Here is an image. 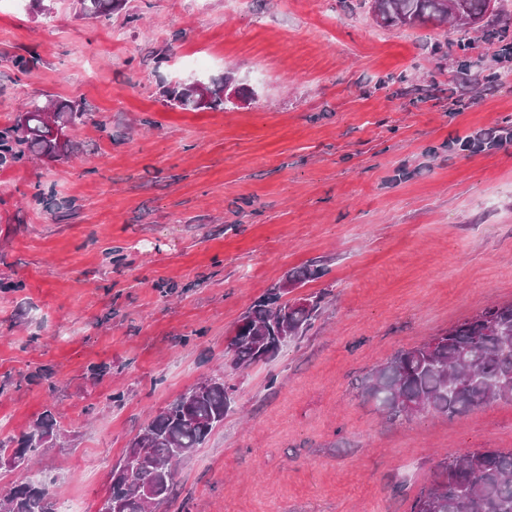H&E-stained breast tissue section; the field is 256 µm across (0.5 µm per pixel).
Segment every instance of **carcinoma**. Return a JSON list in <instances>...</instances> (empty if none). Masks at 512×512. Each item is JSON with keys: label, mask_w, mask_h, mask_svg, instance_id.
I'll list each match as a JSON object with an SVG mask.
<instances>
[{"label": "carcinoma", "mask_w": 512, "mask_h": 512, "mask_svg": "<svg viewBox=\"0 0 512 512\" xmlns=\"http://www.w3.org/2000/svg\"><path fill=\"white\" fill-rule=\"evenodd\" d=\"M125 0H79L81 13L89 18H111ZM464 15L474 23L484 20L492 0H461ZM375 13L387 27L432 24L450 21L448 0H373ZM164 102L183 111L222 109L228 103L214 90L208 103L196 105L184 87L162 91ZM23 122L0 128V167L33 159L61 156L60 134L52 132L47 115L63 118L68 129L87 123L104 126L103 121L77 100L33 97L23 107ZM327 269L316 262L293 268L288 277L299 287L324 277ZM325 291L311 293L308 305L298 307L282 300L269 289L242 316L238 335L228 340L233 349L234 371L258 364L260 355L275 356L281 350L273 337L255 335L258 327H273L278 319L288 322L293 339H300L313 327L324 309ZM358 390L374 403L389 422L407 420L425 413L448 419L495 401L512 403V303L486 306L475 316L459 322L429 341L397 351L385 363L364 376ZM236 387L213 377L212 384L197 392L191 387L151 416L131 441L145 442V456L134 469L123 454L112 469L125 475L114 478L100 501L112 512L114 500L125 504L123 512H146L144 492L148 486L170 497L175 481H166L158 470L170 463L176 448L195 451L208 441L232 409L230 394ZM60 425L49 409L32 425L31 432L54 437ZM45 448L28 441V433L0 438V460L14 454L30 460ZM441 477L422 487L413 499L410 512H512V452L479 450L444 458L439 463ZM11 512H59L56 492L37 477L18 479L7 491Z\"/></svg>", "instance_id": "1"}]
</instances>
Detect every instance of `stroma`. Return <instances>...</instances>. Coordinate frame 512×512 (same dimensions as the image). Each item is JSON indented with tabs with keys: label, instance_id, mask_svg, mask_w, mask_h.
<instances>
[{
	"label": "stroma",
	"instance_id": "stroma-1",
	"mask_svg": "<svg viewBox=\"0 0 512 512\" xmlns=\"http://www.w3.org/2000/svg\"><path fill=\"white\" fill-rule=\"evenodd\" d=\"M51 7L0 0V127L41 95L106 125L64 160L0 167V437L54 412L64 436L35 471L60 499L96 512L150 412L223 373L243 313L309 261L327 273L295 295L326 291L323 314L231 376L233 412L157 512H410L443 458L512 451L511 403L390 423L357 389L512 302V144L461 146L512 125V0L461 47L450 25L385 28L338 0ZM465 61L503 84L474 88ZM228 72L235 108L163 102ZM127 0H79L80 10L89 18H111L114 11L122 9Z\"/></svg>",
	"mask_w": 512,
	"mask_h": 512
}]
</instances>
